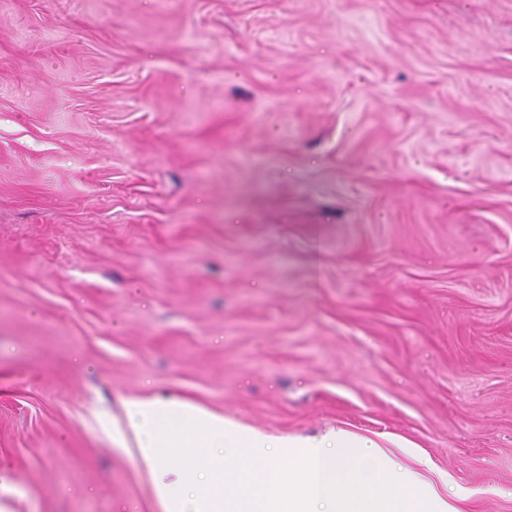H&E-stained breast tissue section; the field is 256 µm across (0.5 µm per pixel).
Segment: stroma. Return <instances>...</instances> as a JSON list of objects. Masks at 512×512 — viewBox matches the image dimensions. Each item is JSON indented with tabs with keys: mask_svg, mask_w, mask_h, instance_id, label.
Segmentation results:
<instances>
[{
	"mask_svg": "<svg viewBox=\"0 0 512 512\" xmlns=\"http://www.w3.org/2000/svg\"><path fill=\"white\" fill-rule=\"evenodd\" d=\"M155 395L512 512V0H0V502L162 512Z\"/></svg>",
	"mask_w": 512,
	"mask_h": 512,
	"instance_id": "35a3bbf8",
	"label": "stroma"
}]
</instances>
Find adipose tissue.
Here are the masks:
<instances>
[{"mask_svg":"<svg viewBox=\"0 0 512 512\" xmlns=\"http://www.w3.org/2000/svg\"><path fill=\"white\" fill-rule=\"evenodd\" d=\"M129 454L162 512H469L417 449L344 431L266 435L173 397L122 401Z\"/></svg>","mask_w":512,"mask_h":512,"instance_id":"adipose-tissue-1","label":"adipose tissue"}]
</instances>
